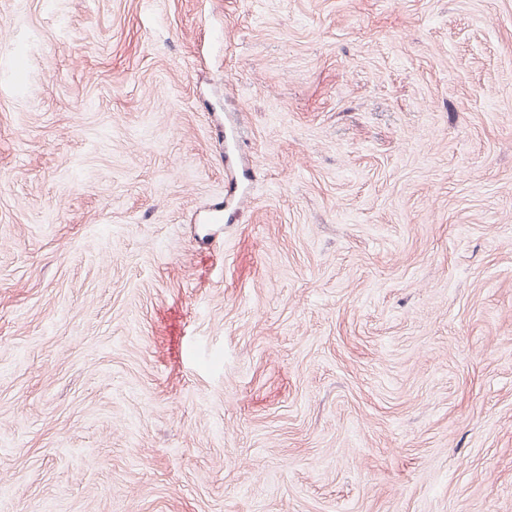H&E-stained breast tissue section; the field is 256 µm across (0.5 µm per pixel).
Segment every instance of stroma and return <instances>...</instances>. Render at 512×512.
<instances>
[{"label":"stroma","mask_w":512,"mask_h":512,"mask_svg":"<svg viewBox=\"0 0 512 512\" xmlns=\"http://www.w3.org/2000/svg\"><path fill=\"white\" fill-rule=\"evenodd\" d=\"M0 512H512V0H0Z\"/></svg>","instance_id":"1"}]
</instances>
